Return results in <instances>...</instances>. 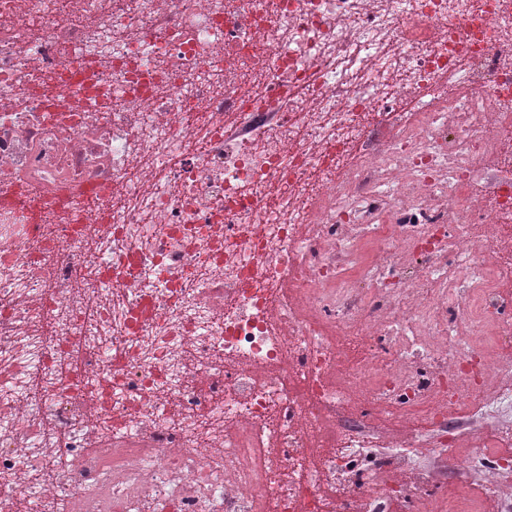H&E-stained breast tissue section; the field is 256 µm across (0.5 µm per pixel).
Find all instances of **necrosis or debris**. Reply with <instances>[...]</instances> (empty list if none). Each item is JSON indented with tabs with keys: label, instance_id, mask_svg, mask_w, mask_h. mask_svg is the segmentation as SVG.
<instances>
[{
	"label": "necrosis or debris",
	"instance_id": "4bbe7bcc",
	"mask_svg": "<svg viewBox=\"0 0 512 512\" xmlns=\"http://www.w3.org/2000/svg\"><path fill=\"white\" fill-rule=\"evenodd\" d=\"M510 129L512 0H0V512H482L366 410L507 463ZM63 466V461L60 456H57L56 454L52 455L51 458V465L47 470H44L38 475L37 479H40L42 477H50L52 475H55V470ZM31 494V497H36L43 500H49L50 502H56L59 501L60 503L57 504L56 510L59 512H64L65 505L67 506L66 499L67 497L64 495L62 490L57 485L55 478H45L41 479L39 482L33 485L32 490L29 491ZM64 503V504H63Z\"/></svg>",
	"mask_w": 512,
	"mask_h": 512
}]
</instances>
